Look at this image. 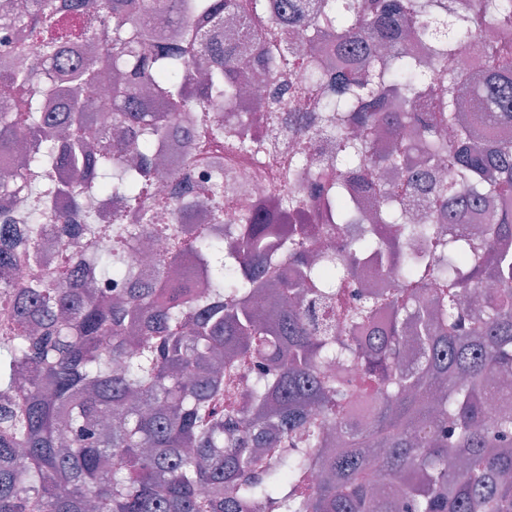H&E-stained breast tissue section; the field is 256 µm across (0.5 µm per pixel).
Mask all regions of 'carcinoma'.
Instances as JSON below:
<instances>
[{"instance_id": "cac0c4a2", "label": "carcinoma", "mask_w": 512, "mask_h": 512, "mask_svg": "<svg viewBox=\"0 0 512 512\" xmlns=\"http://www.w3.org/2000/svg\"><path fill=\"white\" fill-rule=\"evenodd\" d=\"M151 17L179 39H153ZM12 30L0 187L24 184L26 211L19 226L0 216V512H512V410L487 406L489 383L512 377V140L491 133L512 124V0H471L453 20L443 0H20L0 5ZM482 30V69L465 73L457 47ZM16 49L38 66L12 69ZM281 72L256 99L267 130L322 96L290 131L281 185L226 228L230 176L201 179L205 223L184 238L178 197L156 191L188 166L161 153L169 129L277 152L230 135L227 110ZM103 82L110 95H81ZM105 111L109 149L88 137ZM323 139L329 173L308 179ZM439 155L448 181L411 219L381 174L417 191ZM368 194L383 199L369 213ZM98 197L120 204L106 222ZM474 210L479 238L444 233ZM361 222L379 230L349 237ZM321 233L336 250L313 249ZM44 236L64 246L57 266L16 284ZM156 238L165 254L134 270L135 245ZM371 252L397 283L357 280ZM288 262L294 278L277 277ZM331 362L342 370L322 372ZM371 446L387 449L378 463ZM314 466L324 479L307 487Z\"/></svg>"}]
</instances>
